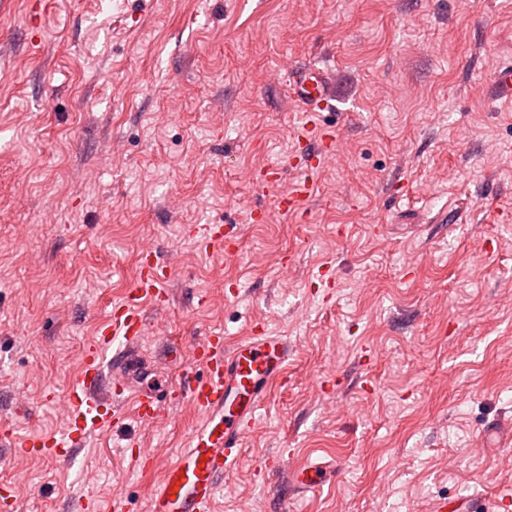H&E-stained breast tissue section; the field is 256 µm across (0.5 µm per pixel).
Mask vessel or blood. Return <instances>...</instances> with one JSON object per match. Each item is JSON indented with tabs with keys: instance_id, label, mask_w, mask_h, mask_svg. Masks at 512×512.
<instances>
[{
	"instance_id": "vessel-or-blood-1",
	"label": "vessel or blood",
	"mask_w": 512,
	"mask_h": 512,
	"mask_svg": "<svg viewBox=\"0 0 512 512\" xmlns=\"http://www.w3.org/2000/svg\"><path fill=\"white\" fill-rule=\"evenodd\" d=\"M329 74L314 66L295 67L287 80L288 95L304 111L322 112L330 107ZM300 138L312 160L324 163L335 151V134L302 130ZM314 186L313 173H306L292 192L281 194L277 210L288 216L300 213ZM200 241L220 247L225 256L238 252L239 237L224 233L222 226L205 227ZM172 270L152 252H144L132 288L118 305L107 307L102 331L84 356L76 385L65 397L67 429L62 437L42 435L19 442L29 456L68 458L87 432L123 419L112 393H130L135 416L151 422L172 404L186 402L199 418L178 458L167 465L155 490L150 512H212L218 490L237 460L244 439L269 407L271 388L288 381L292 348L286 337L252 328L250 335L233 346L224 336L212 333L192 348L193 364L180 379L164 388H134L140 344L157 327L149 323L147 307L162 308L169 295L164 288ZM292 487L317 490L330 482L326 466L305 464L289 469Z\"/></svg>"
}]
</instances>
